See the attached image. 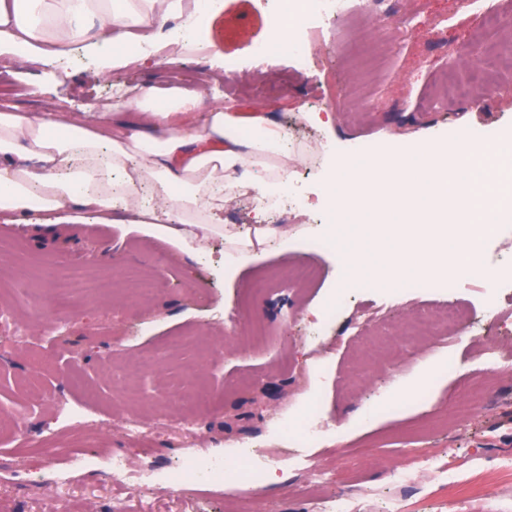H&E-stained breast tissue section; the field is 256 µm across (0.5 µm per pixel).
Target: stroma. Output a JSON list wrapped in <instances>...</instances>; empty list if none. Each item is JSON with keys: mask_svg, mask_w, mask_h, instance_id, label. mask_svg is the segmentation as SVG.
<instances>
[{"mask_svg": "<svg viewBox=\"0 0 512 512\" xmlns=\"http://www.w3.org/2000/svg\"><path fill=\"white\" fill-rule=\"evenodd\" d=\"M493 2L502 19L493 35L499 79L477 85L469 105L428 102L442 71L465 82L492 60L472 38L479 18L458 11L456 0H400L414 31L378 68L342 54L329 28L312 36L314 66L299 71L276 60L254 70L248 49L267 35L255 0H224L210 25V53L172 65L132 64L102 80L83 56L55 77L0 60V96L28 111L52 97L69 112L89 111L121 88L188 81L212 54L236 60L215 94L242 113L259 109L287 126L300 153L288 176L310 202L306 211H274L272 223L288 231L287 249L270 244L247 264L219 241L188 258L138 224H58L49 232L0 223V315L14 316L25 331L21 340L0 343V512H45L60 487L68 495L57 512H108L116 454L160 477L150 493H132V512H311L303 489L313 468L328 475L326 500L353 496L362 512H383L399 499L405 512H512V291L490 286L512 270V227L497 226L483 243L480 270L452 290L379 281L357 288L335 248L315 246L324 237L325 146L343 160L354 140L403 146L477 126L512 133V0ZM313 112L333 113L332 128L308 121ZM300 265L317 271L309 287L290 278ZM21 269L31 282L23 294L15 290ZM154 274L164 289L142 300L132 285ZM53 276L71 282L77 312L42 302ZM261 278L275 288L251 292ZM490 302L501 318L449 344L413 338L378 354L360 342L372 312L395 333L419 308ZM333 306L336 318L326 319ZM147 352L155 362L128 376L126 366ZM107 359L108 375L99 368ZM476 383L484 384V399L463 421L450 422L452 405ZM178 385H203L212 396L189 432L179 424L187 406L170 396ZM362 408L369 423L341 435ZM133 414L155 419L159 429L129 436ZM312 417L323 431L305 444L301 425ZM245 446L279 455L278 468L253 464L245 478L190 489L162 480L184 457L234 460ZM424 456L474 477L449 489L422 475L396 481V472ZM253 481L260 494L251 493Z\"/></svg>", "mask_w": 512, "mask_h": 512, "instance_id": "35a3bbf8", "label": "stroma"}]
</instances>
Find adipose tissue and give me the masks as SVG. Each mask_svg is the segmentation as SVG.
<instances>
[{"label":"adipose tissue","instance_id":"adipose-tissue-1","mask_svg":"<svg viewBox=\"0 0 512 512\" xmlns=\"http://www.w3.org/2000/svg\"><path fill=\"white\" fill-rule=\"evenodd\" d=\"M223 0H0V48H20L38 67L75 51L102 56L98 76L146 64L145 46L167 41L172 61L203 51L205 26ZM181 18L192 39L173 38ZM202 84L143 85L92 112L48 103L26 112L0 103V220L59 224H152L188 255L223 236L225 201L280 195L295 154L288 134L263 112L244 116Z\"/></svg>","mask_w":512,"mask_h":512}]
</instances>
